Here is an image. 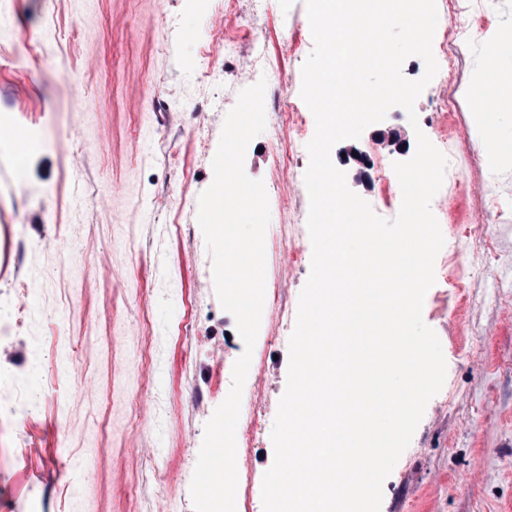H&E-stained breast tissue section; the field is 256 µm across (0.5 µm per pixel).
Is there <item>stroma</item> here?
Wrapping results in <instances>:
<instances>
[{"label": "stroma", "instance_id": "stroma-1", "mask_svg": "<svg viewBox=\"0 0 512 512\" xmlns=\"http://www.w3.org/2000/svg\"><path fill=\"white\" fill-rule=\"evenodd\" d=\"M224 2L0 0V130L35 137L23 167L0 139V323L11 320L15 286L29 287L31 305L16 335L0 339V512H154L161 497L170 512H194L184 461L197 459L244 351L215 292L198 198L242 89L286 80L305 139L315 133L300 96L313 49L305 0H235L229 50L210 40ZM436 5L441 66L415 103L417 124L395 107L331 151L379 214L398 207L399 182L373 183L346 152L389 166L404 155L381 134L412 147L416 131L438 129L448 160L431 203L445 243L423 305L447 373L383 484L381 512H512V125H482L469 108L478 99L488 114L512 112V61L489 54L512 31V0H474L476 25L451 67L442 63L451 0ZM72 84L92 109L79 111ZM290 135L265 128L244 170L269 201L265 285L294 309L311 271L292 252L294 238L309 237V156L300 151V174L289 177ZM489 139L505 147L493 165ZM271 326L263 310L240 405L249 415L263 389L270 420L289 365L288 347L266 342ZM71 353L91 390L63 374ZM247 460L257 482L237 493L263 512L270 434Z\"/></svg>", "mask_w": 512, "mask_h": 512}]
</instances>
